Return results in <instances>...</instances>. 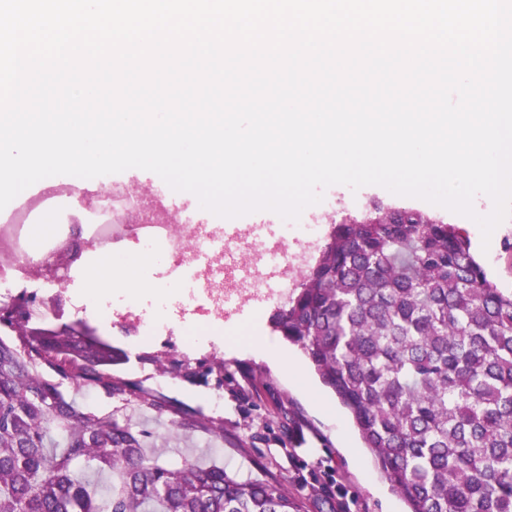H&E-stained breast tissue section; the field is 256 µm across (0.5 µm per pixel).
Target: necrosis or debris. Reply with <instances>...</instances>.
Masks as SVG:
<instances>
[{
	"label": "necrosis or debris",
	"mask_w": 512,
	"mask_h": 512,
	"mask_svg": "<svg viewBox=\"0 0 512 512\" xmlns=\"http://www.w3.org/2000/svg\"><path fill=\"white\" fill-rule=\"evenodd\" d=\"M112 194L82 204L75 185L59 180L43 191L23 197L0 226V300L21 293H38L42 282L29 275V265L37 261L38 251L55 244L54 236L33 246L31 230L45 215H53L55 226L77 225L83 236L82 247L100 255H110L117 245L134 240L148 254L164 252L167 278L192 285V296L211 323L220 325L233 306L249 302L265 303L281 299L295 285L294 271L316 244L315 226L322 214L335 213L339 202L335 194L326 195L321 212L303 211L289 235L255 247L254 243H228L220 217L200 208L187 192L157 187L151 198L129 191V182L106 175ZM154 205L176 215L177 221L134 223V215Z\"/></svg>",
	"instance_id": "obj_1"
}]
</instances>
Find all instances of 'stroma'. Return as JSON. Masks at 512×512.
Wrapping results in <instances>:
<instances>
[{
    "label": "stroma",
    "instance_id": "1",
    "mask_svg": "<svg viewBox=\"0 0 512 512\" xmlns=\"http://www.w3.org/2000/svg\"><path fill=\"white\" fill-rule=\"evenodd\" d=\"M345 212L375 204L406 207L439 215L467 237L477 259L497 288L512 290V218L483 242L477 224L426 201L397 196L379 186L351 190L339 186ZM83 252L70 264L71 285L42 294L51 324L86 321L124 352L113 373L162 397L179 408L220 423L222 439L198 432L190 438L169 435V416L138 404L133 394L108 400L90 389L76 398L90 409L131 417L137 428L152 433L156 451L165 459L191 455L217 461L242 479L280 480L299 499L304 512H404L405 506L375 469L347 412L322 385L301 350L275 332L271 319L279 307L270 302L256 310L243 307L230 326L209 324L188 300L186 285L172 286L161 264L143 271L146 289L113 291L97 312L73 313L69 297L84 285V271L93 263ZM176 324L173 334L144 336L133 319L155 317L159 309ZM277 351L299 365L301 380L288 379L273 367L265 350Z\"/></svg>",
    "mask_w": 512,
    "mask_h": 512
}]
</instances>
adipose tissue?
<instances>
[{
    "label": "adipose tissue",
    "instance_id": "adipose-tissue-1",
    "mask_svg": "<svg viewBox=\"0 0 512 512\" xmlns=\"http://www.w3.org/2000/svg\"><path fill=\"white\" fill-rule=\"evenodd\" d=\"M149 263V256L142 253L124 258L115 255L100 257L85 273L87 286L83 300L88 309L99 310L103 294L112 290L131 292L143 289L141 272Z\"/></svg>",
    "mask_w": 512,
    "mask_h": 512
}]
</instances>
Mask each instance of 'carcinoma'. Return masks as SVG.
<instances>
[{
  "label": "carcinoma",
  "instance_id": "1",
  "mask_svg": "<svg viewBox=\"0 0 512 512\" xmlns=\"http://www.w3.org/2000/svg\"><path fill=\"white\" fill-rule=\"evenodd\" d=\"M335 225L273 325L350 414L407 512H512V292L488 279L440 217L374 207ZM30 311L0 302V512H302L279 481L147 452L128 419L64 389L107 399L121 356L64 330L34 336ZM172 435L222 427L138 393ZM106 471L102 496L79 470Z\"/></svg>",
  "mask_w": 512,
  "mask_h": 512
}]
</instances>
